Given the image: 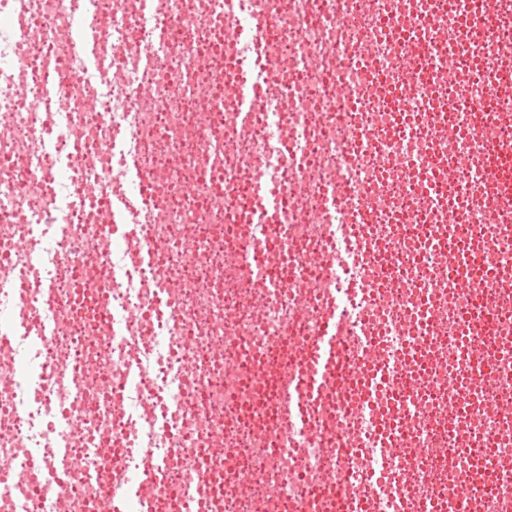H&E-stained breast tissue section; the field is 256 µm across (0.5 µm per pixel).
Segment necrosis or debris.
Segmentation results:
<instances>
[{
    "mask_svg": "<svg viewBox=\"0 0 512 512\" xmlns=\"http://www.w3.org/2000/svg\"><path fill=\"white\" fill-rule=\"evenodd\" d=\"M139 2L0 0V289L15 293L0 512H99L144 448L164 470L150 512H512V287L437 261L479 239L512 265V223L480 221L482 159L512 132L469 122L489 96L512 113L477 69L512 60V0H490L487 40L425 24L471 0ZM90 14L133 20L98 42L92 69L68 34ZM229 19L252 41H216ZM411 44L427 51L408 82ZM201 57L199 93L173 94ZM258 71L277 109L244 121L231 88ZM439 154L461 181L441 197L428 193ZM56 167L69 178L50 180ZM134 170L147 265L107 226ZM327 180L335 214L301 223ZM273 181L290 247L257 264L248 227ZM48 270L61 275L51 307ZM332 299L349 353L372 343L396 374L371 393L332 390L301 431L278 399ZM483 307L497 313L486 335ZM23 356L34 372L16 370ZM22 460L33 471L18 484L7 472Z\"/></svg>",
    "mask_w": 512,
    "mask_h": 512,
    "instance_id": "necrosis-or-debris-1",
    "label": "necrosis or debris"
}]
</instances>
